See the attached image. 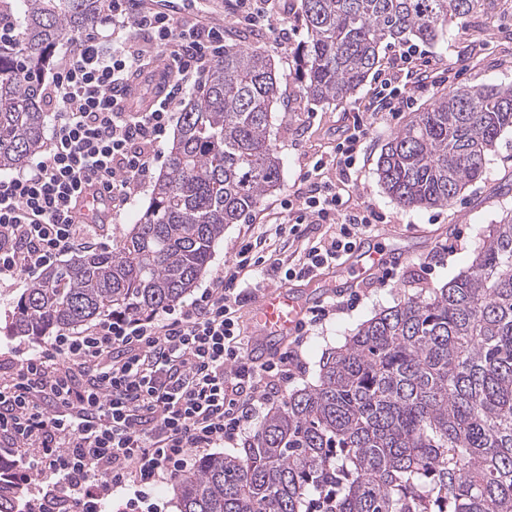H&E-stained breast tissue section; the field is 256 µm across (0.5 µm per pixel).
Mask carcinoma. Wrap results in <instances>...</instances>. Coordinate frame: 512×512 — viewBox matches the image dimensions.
Masks as SVG:
<instances>
[{"instance_id": "obj_1", "label": "carcinoma", "mask_w": 512, "mask_h": 512, "mask_svg": "<svg viewBox=\"0 0 512 512\" xmlns=\"http://www.w3.org/2000/svg\"><path fill=\"white\" fill-rule=\"evenodd\" d=\"M102 0H0V171L40 150L42 76L56 43L100 19ZM479 0H301L298 81L342 100L383 44L432 41ZM279 74L266 51L224 46L190 99L166 171L112 250H82L22 293L13 336H42L115 311L184 298L224 225L280 185L270 139ZM512 129V88H459L387 142L378 181L398 203L437 207L477 180ZM178 512H512V217L467 270L362 322L322 353L316 380L288 394L235 454L174 479ZM0 475V512H25Z\"/></svg>"}]
</instances>
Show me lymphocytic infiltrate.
<instances>
[{
    "label": "lymphocytic infiltrate",
    "mask_w": 512,
    "mask_h": 512,
    "mask_svg": "<svg viewBox=\"0 0 512 512\" xmlns=\"http://www.w3.org/2000/svg\"><path fill=\"white\" fill-rule=\"evenodd\" d=\"M105 11L109 33L75 41L52 76L47 154L0 175V287L34 280L91 234L92 225L72 217L82 186L100 183L114 207L128 204L162 157L177 108L224 57L223 27L130 0H105ZM156 59L172 80L145 106L130 92ZM395 108L391 90L380 87L331 159L338 183L313 184L304 220L338 231L307 248L288 276L336 263L378 223L369 209H348L339 187L351 182L376 116ZM263 263L243 243L187 307L107 315L0 369V440L28 449L25 472L49 476L40 512H102L130 482L137 491L128 512H160L147 486L191 470L210 449L239 444L269 404L284 400L311 328L354 308L361 295L309 308L291 346L259 360L248 351L241 310Z\"/></svg>",
    "instance_id": "1"
}]
</instances>
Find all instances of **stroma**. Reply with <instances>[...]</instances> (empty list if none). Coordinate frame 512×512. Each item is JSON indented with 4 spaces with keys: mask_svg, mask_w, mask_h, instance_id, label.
Segmentation results:
<instances>
[{
    "mask_svg": "<svg viewBox=\"0 0 512 512\" xmlns=\"http://www.w3.org/2000/svg\"><path fill=\"white\" fill-rule=\"evenodd\" d=\"M181 13H194L224 28L228 45L255 46L270 54L280 74L279 101L272 111L271 140L281 159L279 187L263 197L249 221L228 224L214 245L211 260L198 280L206 285L231 259L240 243H257L275 272L266 274L264 292L283 288L303 296L314 295L328 302L336 293L358 291L363 298L352 311L336 315L308 336L302 347L306 364L303 373L288 385L295 391L311 383L317 362L325 349L342 344L347 335L380 309L410 296L438 288L466 270L488 233V227L512 214V131H505L488 158L480 178L467 186L450 204L432 208H409L392 200L382 189L376 174L377 161L390 136L401 130L413 114L423 111L441 95L460 87H512V0H480L473 15L454 20L436 40H411L422 61L428 62L430 77L415 84L399 71L400 44L379 52V64L350 97L329 104H317L303 95L295 79L296 49L306 39L300 0H274L269 25L252 26L241 20L234 0H218L211 8L200 0H175ZM394 74L402 109L385 114L374 123L359 157L358 179L348 192L353 204L371 207L382 215V223L363 236L369 248L380 244L404 252L395 279L381 282L379 274L359 283L351 278L357 254L344 256L339 265L315 277L286 279L285 269L296 264L306 248L325 236V224H302L295 232L277 233L284 202L300 205L307 182L314 178L318 159L328 160L336 144L352 129L353 120L377 91V78ZM447 244L448 254L432 270L423 263L438 244ZM21 295L18 288H0V360L14 357L45 344L42 336H11V323Z\"/></svg>",
    "mask_w": 512,
    "mask_h": 512,
    "instance_id": "obj_1",
    "label": "stroma"
}]
</instances>
